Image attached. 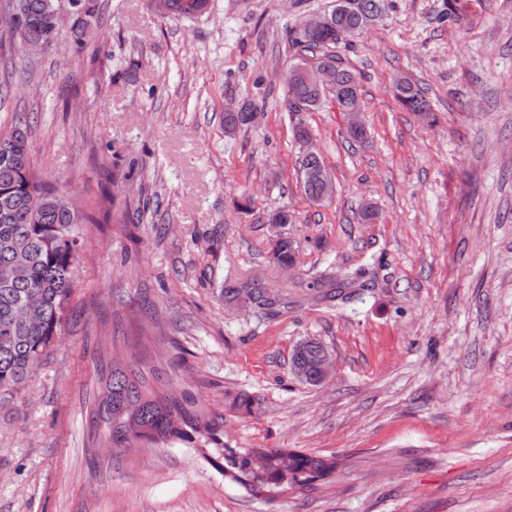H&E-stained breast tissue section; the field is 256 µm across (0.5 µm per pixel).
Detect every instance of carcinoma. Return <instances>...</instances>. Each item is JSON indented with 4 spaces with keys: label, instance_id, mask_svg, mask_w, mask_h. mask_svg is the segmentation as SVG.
<instances>
[{
    "label": "carcinoma",
    "instance_id": "cac0c4a2",
    "mask_svg": "<svg viewBox=\"0 0 512 512\" xmlns=\"http://www.w3.org/2000/svg\"><path fill=\"white\" fill-rule=\"evenodd\" d=\"M51 0H4L0 27L21 43L45 40L52 31ZM381 12L380 0H356V11L336 16L332 27L312 34L288 31L294 51L292 66L329 65L336 69L338 86L331 93L338 106L361 102L356 74L343 66L329 48L358 35ZM398 98L412 112H429L423 92L410 82L397 84ZM324 94L288 77L289 110L317 107ZM257 105L243 104L241 112H227L224 126L233 131L252 123ZM0 275L13 267L22 274L8 282L0 279V406L13 397L35 373L61 331L75 290V263L81 248V221L61 194L48 188L35 172L30 126L15 117L0 131ZM303 187L309 199L320 190L316 173L325 170L320 157L298 159ZM271 259L279 266L295 261V245L288 237L272 240ZM38 293L42 316L29 325L13 324V316L28 298ZM305 353L292 356V370L302 382L321 384L318 360L328 347L315 339L301 341ZM99 387L92 401L93 435L105 430L111 448L201 440L204 457L255 496L272 497L287 488L311 487L336 472V456H319L292 448H251L238 452L224 446V417L208 413L185 390L169 385L166 372L137 352L123 360L110 356L107 342L99 346ZM265 456L259 470L249 468V457Z\"/></svg>",
    "mask_w": 512,
    "mask_h": 512
}]
</instances>
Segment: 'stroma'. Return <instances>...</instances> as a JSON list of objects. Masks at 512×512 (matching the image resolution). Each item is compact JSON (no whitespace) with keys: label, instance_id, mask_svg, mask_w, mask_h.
I'll use <instances>...</instances> for the list:
<instances>
[{"label":"stroma","instance_id":"obj_1","mask_svg":"<svg viewBox=\"0 0 512 512\" xmlns=\"http://www.w3.org/2000/svg\"><path fill=\"white\" fill-rule=\"evenodd\" d=\"M333 7L209 0L164 17L151 0H95L85 37L67 25L41 54L0 53V124L29 121L37 174L85 216L70 316L0 410V512H512V0H384L335 48L360 82L368 138L354 144L331 98L288 109V32ZM399 79L435 122L400 105ZM248 101L256 120L226 130ZM299 125L335 183L320 205ZM105 186L112 219L97 224ZM140 205L142 223H123ZM284 208L291 223H268ZM279 235L293 269L270 259ZM358 270L362 286L330 293ZM244 281L287 306L262 317L225 300ZM106 337L223 415L226 447L340 467L257 498L193 442L91 451ZM307 337L335 360L319 387L290 371Z\"/></svg>","mask_w":512,"mask_h":512}]
</instances>
